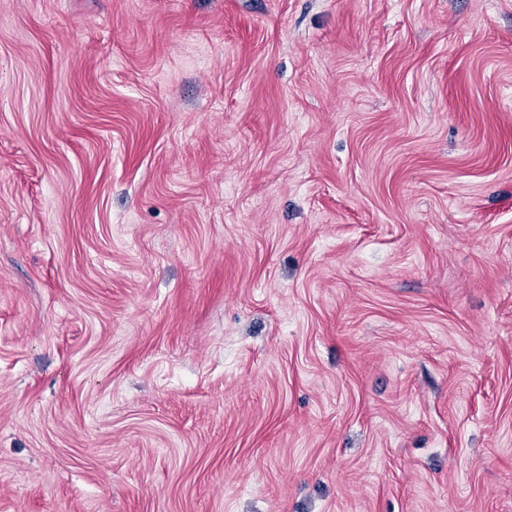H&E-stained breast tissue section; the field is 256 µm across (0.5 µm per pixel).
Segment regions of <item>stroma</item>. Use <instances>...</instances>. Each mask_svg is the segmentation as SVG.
<instances>
[{"instance_id": "35a3bbf8", "label": "stroma", "mask_w": 512, "mask_h": 512, "mask_svg": "<svg viewBox=\"0 0 512 512\" xmlns=\"http://www.w3.org/2000/svg\"><path fill=\"white\" fill-rule=\"evenodd\" d=\"M0 512H512V0H0Z\"/></svg>"}]
</instances>
